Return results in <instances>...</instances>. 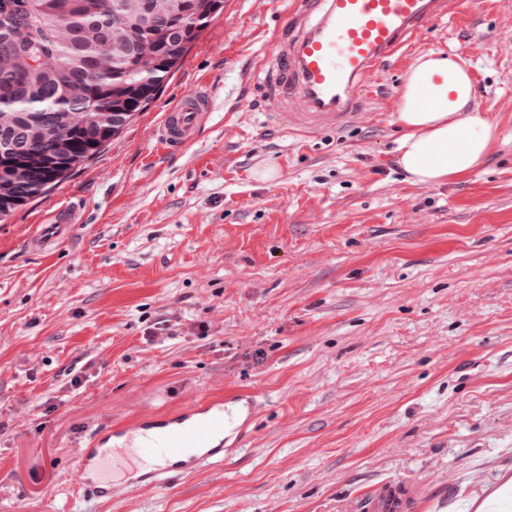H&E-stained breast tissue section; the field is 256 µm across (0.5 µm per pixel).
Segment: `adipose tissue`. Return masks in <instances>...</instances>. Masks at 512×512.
I'll return each mask as SVG.
<instances>
[{
  "mask_svg": "<svg viewBox=\"0 0 512 512\" xmlns=\"http://www.w3.org/2000/svg\"><path fill=\"white\" fill-rule=\"evenodd\" d=\"M473 96L468 72L445 54L429 52L411 65L398 103V164L414 183L439 185L484 163L496 127L466 113Z\"/></svg>",
  "mask_w": 512,
  "mask_h": 512,
  "instance_id": "adipose-tissue-1",
  "label": "adipose tissue"
}]
</instances>
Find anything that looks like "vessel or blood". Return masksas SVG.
Segmentation results:
<instances>
[{
	"label": "vessel or blood",
	"mask_w": 512,
	"mask_h": 512,
	"mask_svg": "<svg viewBox=\"0 0 512 512\" xmlns=\"http://www.w3.org/2000/svg\"><path fill=\"white\" fill-rule=\"evenodd\" d=\"M459 0H302L276 29L258 65L260 86L294 132L339 130L358 120L362 91L391 58L435 22L452 17ZM210 94L187 90L155 130L160 147L175 152L194 142L210 112ZM258 396L234 391L201 399L172 418L104 428L81 450L74 473L79 490L94 500L142 487H163L195 466L227 461L232 447L218 438L244 441ZM366 512H448L446 496L421 497L374 487L364 494Z\"/></svg>",
	"instance_id": "b4317fda"
}]
</instances>
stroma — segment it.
<instances>
[{
  "mask_svg": "<svg viewBox=\"0 0 512 512\" xmlns=\"http://www.w3.org/2000/svg\"><path fill=\"white\" fill-rule=\"evenodd\" d=\"M296 0H228L97 154L0 221V512H360L379 483L483 500L512 480V0H469L385 65L365 118L292 133L256 66ZM465 58L497 128L435 186L397 164L410 66ZM207 86L197 140L153 136ZM74 213L52 249L34 242ZM259 396L241 452L167 488L83 499L107 423Z\"/></svg>",
  "mask_w": 512,
  "mask_h": 512,
  "instance_id": "1",
  "label": "stroma"
}]
</instances>
